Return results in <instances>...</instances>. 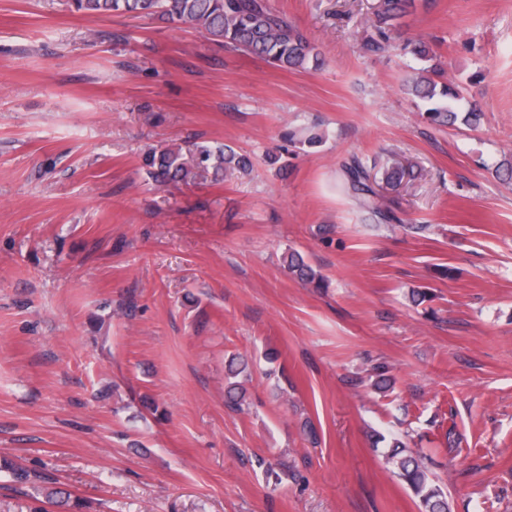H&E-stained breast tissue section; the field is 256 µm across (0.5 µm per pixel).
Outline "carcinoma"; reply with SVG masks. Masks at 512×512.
Here are the masks:
<instances>
[{
    "label": "carcinoma",
    "instance_id": "obj_1",
    "mask_svg": "<svg viewBox=\"0 0 512 512\" xmlns=\"http://www.w3.org/2000/svg\"><path fill=\"white\" fill-rule=\"evenodd\" d=\"M415 0H380L376 20L364 37L360 50L381 53L389 49L410 54L420 61H431L433 56L425 43L407 40L400 43L393 35L394 21L414 7ZM71 6L84 14H115L132 17H158L177 21L189 28L205 32L210 41L219 46L250 53L279 69L306 68L318 64L320 52L286 14L274 9L269 0H71ZM412 93L432 103L426 110L431 122L452 125L458 114H466V121L479 120L478 108L465 101L459 86L444 81V75L430 66L427 75L411 82ZM143 165L156 182L166 185L186 182L198 176L212 175L220 181L236 172L251 167L248 157L218 142H195L188 151L182 148H163L148 152ZM406 175L403 166L394 164L383 172L385 185L395 188ZM343 187L352 193L356 203L371 219L379 223L396 220L384 199L370 180L365 164L357 157L342 164ZM285 268L299 279L312 283L316 272L302 254L290 251L284 256ZM247 364L231 359L226 370V398L233 410L241 409L243 392L235 381ZM386 460L396 469L419 499V512H450L444 490L430 478L419 449L395 438L385 452Z\"/></svg>",
    "mask_w": 512,
    "mask_h": 512
}]
</instances>
